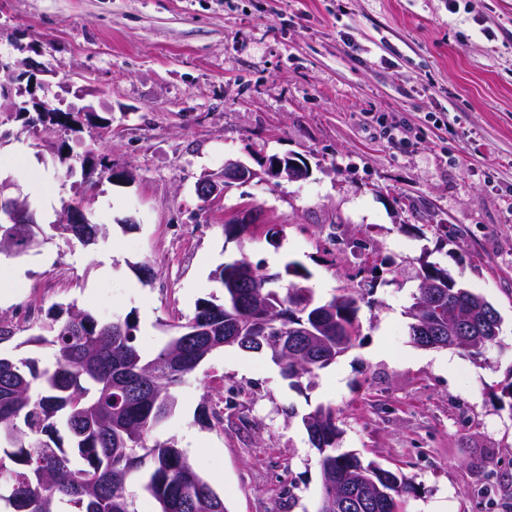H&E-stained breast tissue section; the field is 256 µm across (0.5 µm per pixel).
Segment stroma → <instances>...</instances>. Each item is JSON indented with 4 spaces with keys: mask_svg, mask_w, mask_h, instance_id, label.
Returning a JSON list of instances; mask_svg holds the SVG:
<instances>
[{
    "mask_svg": "<svg viewBox=\"0 0 512 512\" xmlns=\"http://www.w3.org/2000/svg\"><path fill=\"white\" fill-rule=\"evenodd\" d=\"M0 59L31 78L0 106L34 98L96 115L72 135L0 123L11 196L55 177L34 207L45 241L0 300L17 329L1 356L51 360L27 340L71 304L132 316L150 355L199 300L223 299L218 266L297 261L327 300L364 288L350 249L365 243L397 272L362 306L359 346L304 393L267 355L216 352L177 388L157 438L176 439L228 512H316L319 456L302 418L321 404L340 451L413 483L405 512H512V409L492 397L512 380V0H0ZM287 155L306 159L307 178L265 175ZM85 159L117 180L86 189ZM230 160L256 178L203 201L198 182ZM75 202L118 245L112 273L97 246L50 231ZM246 207L254 234L227 239ZM422 256L499 311L501 343L482 361L413 344L405 309ZM216 374L220 427L202 416Z\"/></svg>",
    "mask_w": 512,
    "mask_h": 512,
    "instance_id": "35a3bbf8",
    "label": "stroma"
}]
</instances>
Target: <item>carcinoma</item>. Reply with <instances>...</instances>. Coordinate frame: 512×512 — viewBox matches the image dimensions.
I'll use <instances>...</instances> for the list:
<instances>
[{"instance_id":"obj_1","label":"carcinoma","mask_w":512,"mask_h":512,"mask_svg":"<svg viewBox=\"0 0 512 512\" xmlns=\"http://www.w3.org/2000/svg\"><path fill=\"white\" fill-rule=\"evenodd\" d=\"M14 119L64 133L78 125L73 113L35 100L19 106ZM39 233L37 224L0 223V255L26 253L28 240H39ZM102 235L99 224H76L68 238L89 246ZM237 262L244 268L241 291L258 305L275 307L264 336L227 334L224 329L246 324L248 315L228 300L203 299L194 316L147 356L133 318L100 321L72 305L28 339L49 346L52 362L0 358V512H62V504L70 512H138L129 491L136 476L160 512H228L175 439L153 436L175 411L174 388L227 347L269 355L296 384L311 379L359 342L364 301L357 291L317 300L311 273L298 262L272 275L243 255L212 277H224ZM417 280L440 286L452 311L418 310L421 294H413L406 315L415 345L458 349L478 361L500 344L498 310L447 268L422 258ZM302 422L319 453L321 496L339 493L351 500L353 509L345 512H402L412 483L353 453L337 452L341 429L334 410L318 406ZM62 428L70 438L68 451L59 443Z\"/></svg>"}]
</instances>
